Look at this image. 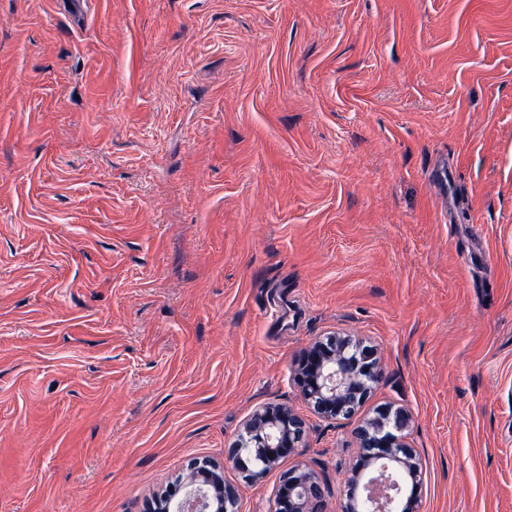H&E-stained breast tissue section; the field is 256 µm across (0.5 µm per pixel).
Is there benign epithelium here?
Listing matches in <instances>:
<instances>
[{
  "mask_svg": "<svg viewBox=\"0 0 512 512\" xmlns=\"http://www.w3.org/2000/svg\"><path fill=\"white\" fill-rule=\"evenodd\" d=\"M384 378L377 349L356 336L333 335L305 349L293 366L300 395L326 420L348 417L353 403L366 399ZM411 416L389 406L356 431L359 459L348 479L346 512H419L423 471L404 440ZM245 435L225 454V462L262 476L281 458L302 447L305 420L292 410L268 404L246 421ZM321 484L311 472H290L275 512H319ZM239 512L235 490L224 482V465L197 464L191 481L159 497L153 512Z\"/></svg>",
  "mask_w": 512,
  "mask_h": 512,
  "instance_id": "obj_1",
  "label": "benign epithelium"
}]
</instances>
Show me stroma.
Instances as JSON below:
<instances>
[{
    "instance_id": "obj_1",
    "label": "stroma",
    "mask_w": 512,
    "mask_h": 512,
    "mask_svg": "<svg viewBox=\"0 0 512 512\" xmlns=\"http://www.w3.org/2000/svg\"><path fill=\"white\" fill-rule=\"evenodd\" d=\"M334 332L385 379L329 421ZM267 403L241 512H345L388 404L420 512H512V0H0V512H148ZM377 349L356 336L336 334L305 349L293 366L300 395L326 420L348 417L384 378ZM367 369V372H364ZM245 436L235 441L225 454L231 463L260 477L281 458L295 454L306 435L305 420L292 410L268 404L256 410L246 421ZM262 467L251 470L244 456ZM321 484L311 472H290L276 501L275 512H319Z\"/></svg>"
}]
</instances>
